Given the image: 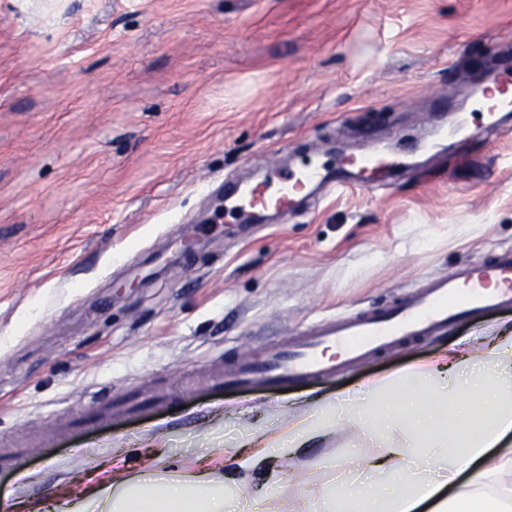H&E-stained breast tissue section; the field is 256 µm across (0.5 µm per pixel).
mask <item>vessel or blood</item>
I'll return each instance as SVG.
<instances>
[{
    "mask_svg": "<svg viewBox=\"0 0 512 512\" xmlns=\"http://www.w3.org/2000/svg\"><path fill=\"white\" fill-rule=\"evenodd\" d=\"M473 112L484 129L497 128L503 113L512 112V75L501 74L482 90ZM400 158L378 153L338 158L331 164L310 162L299 171L278 177L275 185H243L225 197V212L241 224L256 223L267 213L290 211L300 197L324 188L359 187L365 191L387 188V172ZM512 307V247L501 249L483 264H468L430 280L424 290L411 294L387 311L366 312L324 324L303 336H294L263 362L243 361L227 371L241 383L285 385L335 373L327 349L342 347L348 360L399 344L413 336H428L449 322L466 320L495 308Z\"/></svg>",
    "mask_w": 512,
    "mask_h": 512,
    "instance_id": "1",
    "label": "vessel or blood"
}]
</instances>
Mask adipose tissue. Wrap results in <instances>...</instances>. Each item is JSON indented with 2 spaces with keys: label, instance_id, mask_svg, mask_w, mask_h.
<instances>
[{
  "label": "adipose tissue",
  "instance_id": "obj_1",
  "mask_svg": "<svg viewBox=\"0 0 512 512\" xmlns=\"http://www.w3.org/2000/svg\"><path fill=\"white\" fill-rule=\"evenodd\" d=\"M339 420L364 423L396 443L362 449L322 493L323 512H467L471 492L442 493L489 452L512 461V336L497 337L488 351L457 353L449 364L416 366L369 382L360 398L339 401ZM302 414L278 436L266 457L280 461L284 448H301L327 433ZM389 474L390 491L355 484L354 476ZM97 512H267L266 499L232 500L223 482L195 472L175 478L125 481L94 498Z\"/></svg>",
  "mask_w": 512,
  "mask_h": 512
}]
</instances>
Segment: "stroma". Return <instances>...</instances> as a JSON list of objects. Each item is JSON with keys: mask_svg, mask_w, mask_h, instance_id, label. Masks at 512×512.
Listing matches in <instances>:
<instances>
[{"mask_svg": "<svg viewBox=\"0 0 512 512\" xmlns=\"http://www.w3.org/2000/svg\"><path fill=\"white\" fill-rule=\"evenodd\" d=\"M512 71V0H0V463L9 512H80L98 487L274 442L350 386L485 348L512 309L285 392L217 385L318 324L397 305L512 247V134L424 152L484 72ZM410 166L269 224L217 214L224 182L336 151ZM168 403L78 428L108 400ZM369 442L287 454L268 512H297Z\"/></svg>", "mask_w": 512, "mask_h": 512, "instance_id": "obj_1", "label": "stroma"}]
</instances>
